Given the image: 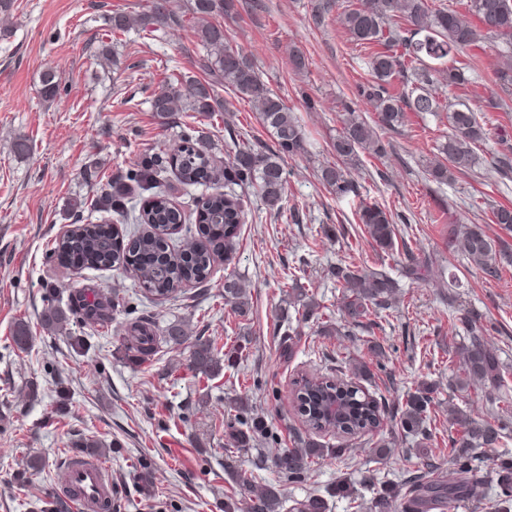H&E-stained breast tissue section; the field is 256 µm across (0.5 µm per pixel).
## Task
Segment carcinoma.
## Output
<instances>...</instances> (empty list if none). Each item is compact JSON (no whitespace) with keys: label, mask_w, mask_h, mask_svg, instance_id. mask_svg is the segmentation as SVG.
Listing matches in <instances>:
<instances>
[{"label":"carcinoma","mask_w":512,"mask_h":512,"mask_svg":"<svg viewBox=\"0 0 512 512\" xmlns=\"http://www.w3.org/2000/svg\"><path fill=\"white\" fill-rule=\"evenodd\" d=\"M462 10L437 6L433 0H357L355 4H336V21L358 45H374L368 66L372 79L357 87L356 97L372 103L375 120L367 122L356 108L344 105L343 127L332 142L336 162L322 167L318 178L338 196L353 192L350 166L359 161V153L380 155L385 146L379 129H395L404 124L406 113L448 112L451 133L438 147V155L428 166L429 177L448 182L456 173L474 165V147L488 139V128L477 111L464 104H443L428 86L441 79L448 84L468 83L466 72L479 61L478 51L489 47L499 61L494 68V82L501 91L512 95V0H463ZM190 9L198 42L206 51L203 68L211 79L189 77L169 82L150 99L151 111L168 118L182 106L185 112L213 115L224 111L217 93L223 86L254 105L258 118L273 136V146H240L227 154L219 166L211 142L203 136H182L180 147L165 157V164L149 161L127 178V182L103 190L95 199L99 211L112 212L128 224L127 237L120 236L111 224H89L81 231L56 242L55 251L66 259L68 269L79 273L86 269L124 267L133 270L140 281L145 299L154 303L175 300L185 287L208 281L217 257L229 256L240 238L245 223V193L257 188L263 206L281 212L287 196L285 156L305 152V134L299 120L285 100L266 86L247 54L234 47L218 17H230L237 11V0H191ZM182 22L172 0H151L146 13L139 17L140 29L152 36ZM458 55L468 59L461 67L448 61ZM40 94L54 98L60 76L45 71L40 78ZM175 172L186 186L224 182V190H215L196 210L195 223L201 239L188 252H178L168 241L170 231L185 221L181 211L160 190L162 173ZM155 190L145 207L139 209L135 199L144 191ZM369 237L378 248L394 247V214L379 204H363L357 214ZM448 243L489 277L499 273L505 251L497 247L476 224L448 225ZM342 287L345 322L359 325L362 320L391 305L399 288L398 280L383 272L351 267L336 268ZM224 301L239 309L245 306L243 291L233 279L224 283ZM117 304L96 288H82L70 294L67 308L47 303L40 320L49 333L67 331L70 317L90 328L112 321ZM469 344L460 348L463 376L455 390L472 386L502 387L500 362L496 350L485 340V330L478 321L466 319ZM123 353L132 365H141L159 352L161 344L180 345L186 339L181 323L170 324L157 333L147 318L126 324ZM32 339L28 322L14 323L11 341L24 350ZM221 350L214 337L199 336L190 346L188 368L194 374L214 377L223 370L233 352L219 356ZM371 375L364 362L352 365L346 377L305 376L295 382L294 400L303 424L313 439L299 448H290L276 461L280 477L294 482L306 473L315 460L327 451L316 438L333 431L338 437L369 434L381 426L382 410L376 398L364 390L362 382ZM433 387L422 383L408 394L402 409L401 430L419 443L430 438L425 422L433 402ZM448 421L458 424L462 432L448 452V474L438 473V465L426 454L416 462L417 475L400 484L376 485L366 477L363 484L375 491L374 512H455L462 502L473 496L477 481L474 473L482 457L480 448H494L501 439L502 427L488 419L469 417L467 409L448 403ZM267 433L263 417L253 415L228 433V446L247 448ZM495 492L490 509L512 512V461L498 465ZM284 498L280 484L270 483L243 500L240 512H282ZM327 500L311 494L298 503L295 512H328Z\"/></svg>","instance_id":"obj_1"}]
</instances>
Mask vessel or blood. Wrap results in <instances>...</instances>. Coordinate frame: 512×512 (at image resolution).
Returning <instances> with one entry per match:
<instances>
[{
    "label": "vessel or blood",
    "mask_w": 512,
    "mask_h": 512,
    "mask_svg": "<svg viewBox=\"0 0 512 512\" xmlns=\"http://www.w3.org/2000/svg\"><path fill=\"white\" fill-rule=\"evenodd\" d=\"M65 484L73 493V512H110L115 489L106 463L89 458L66 459Z\"/></svg>",
    "instance_id": "1"
}]
</instances>
